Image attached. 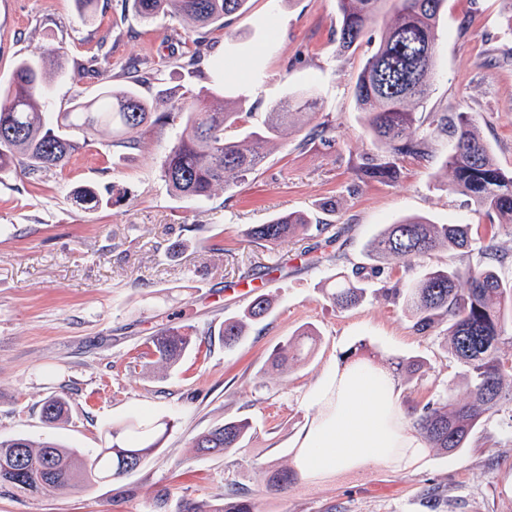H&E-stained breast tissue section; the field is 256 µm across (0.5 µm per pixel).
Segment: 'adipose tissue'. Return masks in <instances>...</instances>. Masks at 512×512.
<instances>
[{
	"mask_svg": "<svg viewBox=\"0 0 512 512\" xmlns=\"http://www.w3.org/2000/svg\"><path fill=\"white\" fill-rule=\"evenodd\" d=\"M398 408L389 383L363 369L336 379V408L310 432L308 469L332 472L347 462H374L389 448H417L420 440L394 429L389 420Z\"/></svg>",
	"mask_w": 512,
	"mask_h": 512,
	"instance_id": "obj_1",
	"label": "adipose tissue"
}]
</instances>
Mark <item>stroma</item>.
<instances>
[{
  "label": "stroma",
  "instance_id": "obj_1",
  "mask_svg": "<svg viewBox=\"0 0 512 512\" xmlns=\"http://www.w3.org/2000/svg\"><path fill=\"white\" fill-rule=\"evenodd\" d=\"M512 6L507 0H446L439 24L436 80L416 105L421 121L458 107L473 112L502 167L512 169ZM336 0H249L248 11L206 29L205 60L172 62L171 42L193 50L181 22L141 23L128 0H99L84 20L75 0H0V85L17 60L58 50L65 71L51 84L50 108L70 110L105 85H123L119 65L141 64L137 89L154 100L223 94L245 99L250 124L312 84L327 144L273 148L260 169L203 201L171 195L160 173L172 127L139 134L137 148L96 133L91 146L38 188L15 173L0 178V437H57L95 455L112 427L137 413L168 422L158 449L136 472L69 494L31 498L0 489V512H177L181 500L220 503L228 488L247 491L260 512H512V427L484 422L464 451L427 453L337 471H309L281 493L266 492L269 469L294 464L336 385L339 356L366 341L382 357L426 363L411 397L450 391L466 401L462 367L443 336L418 334L381 293L336 309L322 292L327 277L366 262L381 225L406 215L474 224L483 238L512 244V224L489 226L468 197L448 190L452 134L435 138L428 158L406 159L396 180L360 183L354 167L372 148L353 96L356 74L376 45L366 37L338 48ZM116 185L120 203L87 212L71 192ZM336 205L323 211L324 202ZM303 211L331 224L333 244L302 235L270 248L242 230L274 215ZM178 253H170L173 243ZM320 265H312V258ZM259 293L275 297L270 314L240 344L225 349L218 330ZM164 325L187 327L196 349L163 374L146 365L148 341ZM313 326L314 354L294 368L270 367L273 351ZM52 394L69 402L60 429L42 418ZM227 418L249 420L253 438L220 457L196 456L191 442Z\"/></svg>",
  "mask_w": 512,
  "mask_h": 512
}]
</instances>
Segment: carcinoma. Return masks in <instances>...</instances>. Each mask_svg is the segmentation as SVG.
<instances>
[{"label":"carcinoma","mask_w":512,"mask_h":512,"mask_svg":"<svg viewBox=\"0 0 512 512\" xmlns=\"http://www.w3.org/2000/svg\"><path fill=\"white\" fill-rule=\"evenodd\" d=\"M132 11L144 21L159 16L178 19L188 31L222 27L225 19L242 15L249 0H129ZM446 0H337L340 50H355L371 30L379 31L354 82L356 110L363 115L365 132L374 151L357 166L362 182L394 181L408 157L425 159L432 140L453 128L455 145L445 167L450 171L448 190L467 195L476 212L489 221L512 224V170H504L483 138L475 115L459 110L435 116L428 125L416 117L415 105L427 99L435 80L438 29ZM63 73L60 55L49 51L40 59L19 60L7 87H0V175L20 172L35 185L48 173L65 166L88 146L100 128L112 132V144L137 145L135 134L154 126H176L167 146L161 177L170 193L181 199L204 200L216 188L248 179L264 161L268 150L291 133L298 146L329 141L328 125L316 121L318 98L311 87L294 91L275 104L260 125L239 128L234 137L224 131L241 121L243 102L224 96L176 101H149L132 85L107 86L91 101H79L72 110L47 111L49 78ZM109 197L92 187L73 189L74 201L95 211L123 197L111 187ZM329 232L327 224H312L304 212H285L266 224H250L245 238L277 245L301 232ZM480 251L488 262L478 265L426 267L402 288L387 292L398 299L402 312L416 331L426 334L440 324L448 352L464 367L469 400L456 402L443 393L410 407L405 419L421 439L420 448H399L418 455L429 448L456 454L467 448L473 432L486 418L504 409L512 411V362L504 353L512 347V280L502 272L509 247L485 245L474 236L471 224L437 223L426 216L410 215L384 224L368 243L371 263L341 271L326 280L325 296L341 310L362 303L366 282L381 276L384 264L398 260L407 270L427 255L439 251ZM272 298L256 295L243 313L224 319L219 336L232 349L246 336L251 324L272 309ZM318 333L302 329L276 349L272 368L280 370L310 355ZM192 345L189 332L164 326L151 337L154 364L165 371L177 366ZM366 356L369 367L381 365L396 388L406 386L423 372L425 361L416 357L377 358L360 342L342 355L340 367ZM67 402L60 396L46 399L42 417L49 424L64 421ZM156 425L132 418L110 432L111 441L86 459L76 448L56 439L33 441L25 437H0V488L24 496L48 489L62 494L87 488L137 471L159 447ZM252 425L246 419H226L197 435L192 448L199 456H218L244 447ZM300 470L284 466L270 472L267 488L282 492L295 483ZM181 512H257L245 492L230 490L224 504L186 501Z\"/></svg>","instance_id":"carcinoma-1"}]
</instances>
